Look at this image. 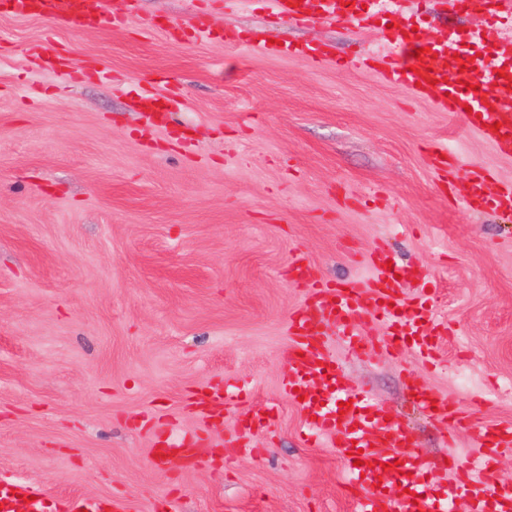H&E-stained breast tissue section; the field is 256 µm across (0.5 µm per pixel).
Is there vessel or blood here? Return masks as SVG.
I'll list each match as a JSON object with an SVG mask.
<instances>
[{
    "label": "vessel or blood",
    "mask_w": 512,
    "mask_h": 512,
    "mask_svg": "<svg viewBox=\"0 0 512 512\" xmlns=\"http://www.w3.org/2000/svg\"><path fill=\"white\" fill-rule=\"evenodd\" d=\"M270 12L290 22H330L337 28L372 26L380 30L385 48L352 59L351 67L369 68L390 83L405 86L454 116L503 155H512V40L501 29L512 26V0H482L468 8L475 23L465 33L432 35L420 16L431 0H418L416 10L404 0H370L365 11H351L342 0H266ZM18 16L61 21L78 29L115 28L121 17L112 14L107 0H13ZM432 163L447 185L454 203L472 210L512 212V181L493 183L482 166L459 173L454 157L442 148L432 151ZM391 256L375 248L367 261L366 277L313 289L288 321L290 346L284 389L298 401L307 429L336 441L345 466L347 487L355 512H512V482L490 478L500 454L512 450V423L486 425L475 437L474 453H449L433 459L417 449L413 433L391 420V412L364 390L352 387L335 366L325 347L334 334L346 353L372 347L363 325L377 323L384 331L381 351L400 356L412 347L425 363L436 360L437 339L448 332L428 298H406L404 285L415 276L409 266L391 265ZM332 389L336 404L322 403L321 389ZM415 401L440 422L454 427L470 418L446 398L424 388L413 391ZM457 474L454 483L435 486L433 473ZM50 499L40 489L0 479V512H49ZM66 512H123L120 501L90 495L71 497Z\"/></svg>",
    "instance_id": "vessel-or-blood-1"
}]
</instances>
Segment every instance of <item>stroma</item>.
<instances>
[{
	"mask_svg": "<svg viewBox=\"0 0 512 512\" xmlns=\"http://www.w3.org/2000/svg\"><path fill=\"white\" fill-rule=\"evenodd\" d=\"M122 27L0 13V476L126 512H355L330 440L283 388L288 319L316 281L366 276L378 246L423 267L439 366L414 350L347 357L344 379L411 429L421 453L467 454L512 421V215L452 205L431 165L512 179V156L401 85L344 60L376 28L289 24L264 0H110ZM194 21L202 36L183 42ZM255 33L283 42L261 56ZM59 50L67 64L32 54ZM298 46L329 47L315 66ZM168 107L153 125L137 101ZM422 386L471 418L448 431ZM244 391L220 424L205 389ZM268 425L246 427L266 404ZM201 459L152 469L156 429ZM237 433L241 447L224 446Z\"/></svg>",
	"mask_w": 512,
	"mask_h": 512,
	"instance_id": "35a3bbf8",
	"label": "stroma"
}]
</instances>
